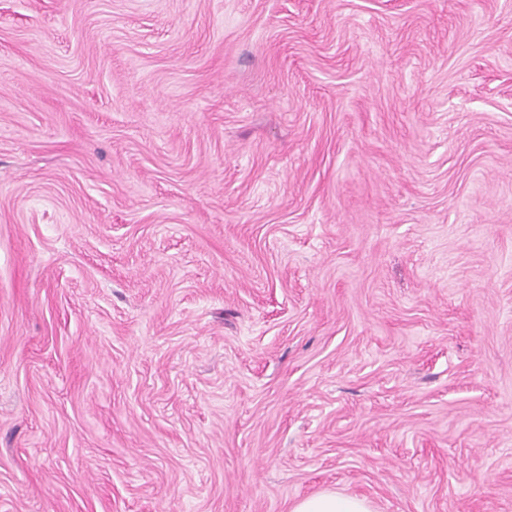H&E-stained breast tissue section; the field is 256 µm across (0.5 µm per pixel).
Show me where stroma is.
<instances>
[{
  "label": "stroma",
  "instance_id": "obj_1",
  "mask_svg": "<svg viewBox=\"0 0 512 512\" xmlns=\"http://www.w3.org/2000/svg\"><path fill=\"white\" fill-rule=\"evenodd\" d=\"M512 512V0H0V512ZM290 512H373L365 498L324 490L296 501Z\"/></svg>",
  "mask_w": 512,
  "mask_h": 512
}]
</instances>
